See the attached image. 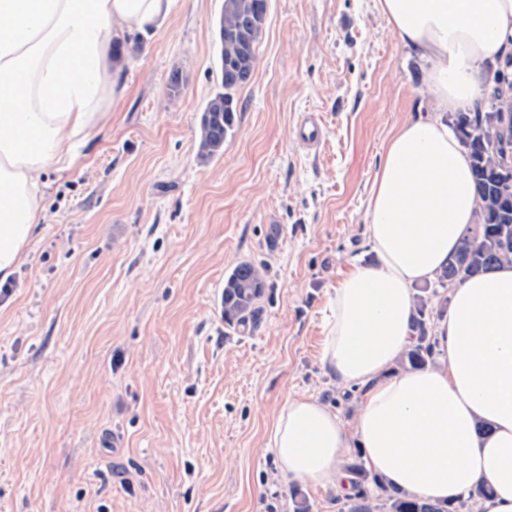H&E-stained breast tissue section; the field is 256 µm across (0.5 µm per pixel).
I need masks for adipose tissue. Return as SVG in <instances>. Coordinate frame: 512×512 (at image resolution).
<instances>
[{
	"instance_id": "ef3b65f1",
	"label": "adipose tissue",
	"mask_w": 512,
	"mask_h": 512,
	"mask_svg": "<svg viewBox=\"0 0 512 512\" xmlns=\"http://www.w3.org/2000/svg\"><path fill=\"white\" fill-rule=\"evenodd\" d=\"M171 0H0V280L43 218L45 176L80 160L108 117L112 44L166 17ZM421 62L434 116L397 126L366 210L378 262L328 299L320 363L358 387L353 420L312 395L288 400L266 448L279 474L351 490L359 453L391 488L473 512H512V263L455 285L426 368L397 366L412 341L413 288L434 284L479 220L470 158L448 113L474 110L486 63L512 57V0H376ZM488 493L476 497L478 487Z\"/></svg>"
}]
</instances>
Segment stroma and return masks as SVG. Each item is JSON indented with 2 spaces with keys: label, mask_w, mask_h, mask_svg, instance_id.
Wrapping results in <instances>:
<instances>
[{
  "label": "stroma",
  "mask_w": 512,
  "mask_h": 512,
  "mask_svg": "<svg viewBox=\"0 0 512 512\" xmlns=\"http://www.w3.org/2000/svg\"><path fill=\"white\" fill-rule=\"evenodd\" d=\"M222 3L171 0L143 31L108 124L48 174L35 243L0 281V512H293L264 452L276 413L313 395L353 417L358 390L319 361L327 300L376 261L367 200L391 130L434 114L423 73L374 0H268L234 133L200 163ZM245 260L270 288L241 333L222 299Z\"/></svg>",
  "instance_id": "obj_1"
}]
</instances>
